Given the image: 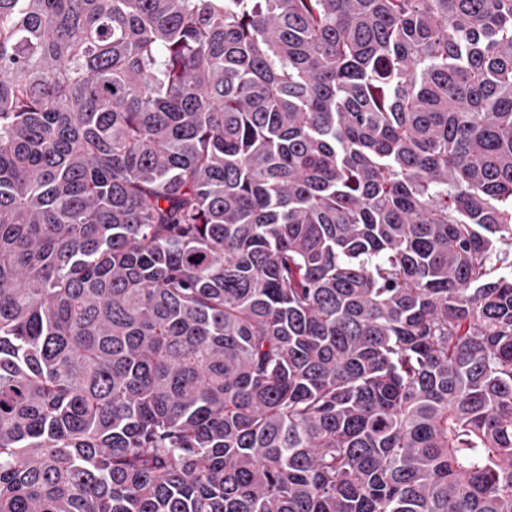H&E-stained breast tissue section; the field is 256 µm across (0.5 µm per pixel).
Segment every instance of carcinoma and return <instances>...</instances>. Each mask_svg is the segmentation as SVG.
I'll return each mask as SVG.
<instances>
[{"label":"carcinoma","mask_w":512,"mask_h":512,"mask_svg":"<svg viewBox=\"0 0 512 512\" xmlns=\"http://www.w3.org/2000/svg\"><path fill=\"white\" fill-rule=\"evenodd\" d=\"M0 512H512V0H0Z\"/></svg>","instance_id":"carcinoma-1"}]
</instances>
